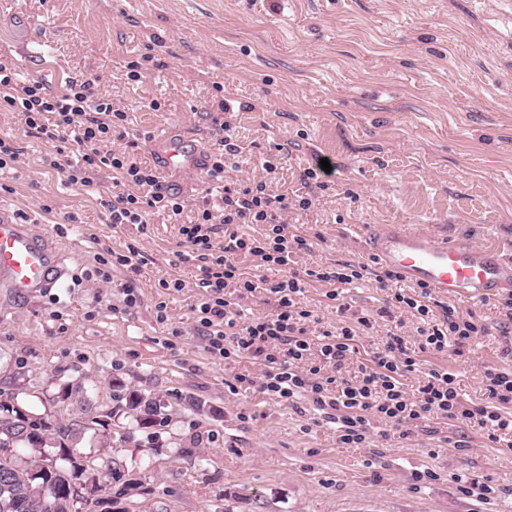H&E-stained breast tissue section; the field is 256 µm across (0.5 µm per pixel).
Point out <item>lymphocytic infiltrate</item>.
Returning a JSON list of instances; mask_svg holds the SVG:
<instances>
[{"mask_svg": "<svg viewBox=\"0 0 512 512\" xmlns=\"http://www.w3.org/2000/svg\"><path fill=\"white\" fill-rule=\"evenodd\" d=\"M2 110L21 114L25 125L52 145L43 163L62 173L66 184L90 193L112 186L104 201L111 223L143 224L153 211L174 218L183 213L184 200L152 168L137 163L128 150H109L112 140L126 137L128 115L96 95L93 81H72L66 92L55 94L42 81L19 79L12 64L0 61ZM240 151L231 138H224L207 172L209 181L222 190L221 211L202 205L194 220L179 228L201 263L197 321L207 352L223 359L237 353L259 359L265 367L258 383L263 394L291 402L307 400L324 419L335 423L339 443L350 447L364 443L376 424L402 427L431 415L453 422L477 421L494 440L501 432H512L511 369L485 371L488 400L481 404L464 401L454 374L445 370L429 372L410 396L402 379L418 372L416 351L392 332L369 362L359 364L354 378L342 377L343 368L358 352V336L373 329L377 317L394 310L421 320L418 334L423 351L449 350L460 356L473 336L485 332V325L471 316L448 311L436 316L428 288L413 294L394 293L377 315L358 316L354 324L341 326L325 338L318 359H311L305 325L312 312L300 302L310 283L330 285L329 298L342 313L346 307L338 302L341 286L371 273L385 289L400 282L398 273L373 272L348 261L294 271L270 287L274 314L249 317L239 309L233 295L254 292L257 285L243 276L238 257L270 269L289 265L294 256L312 248L306 237L288 229L286 195L270 194L262 180L225 181L224 172ZM245 224L263 225L264 231L258 237L243 233Z\"/></svg>", "mask_w": 512, "mask_h": 512, "instance_id": "f902f5d3", "label": "lymphocytic infiltrate"}]
</instances>
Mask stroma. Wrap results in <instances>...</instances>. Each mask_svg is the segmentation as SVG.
Returning <instances> with one entry per match:
<instances>
[{"label": "stroma", "instance_id": "1", "mask_svg": "<svg viewBox=\"0 0 512 512\" xmlns=\"http://www.w3.org/2000/svg\"><path fill=\"white\" fill-rule=\"evenodd\" d=\"M22 17L33 29L23 45L12 33ZM0 60L53 92L94 81L128 112L133 157L150 167L158 135L211 151L231 121L242 153L228 180L262 179L287 195L289 231L313 242L294 269L373 265L363 241L376 224L512 258V0H0ZM134 62L137 81L128 76ZM222 99L239 112L225 116ZM0 136L21 151L0 175L8 186L0 208L26 214L66 270L60 287L30 297L0 288V382L17 373L31 410L58 418L76 409L59 395L68 384L83 386L100 410L124 405L131 390L161 400L169 421L155 431L120 416L125 440L105 448L90 435L77 450L89 467L112 458L141 478L128 512H224L228 493L238 497L234 512H512V438L493 442L477 423L429 418L406 435L378 424L367 443L345 448L309 403L260 393L259 360L207 352L195 313L200 263L179 233L207 193L203 174L160 172L185 201L180 218L113 224L100 197L42 165L48 147L18 113L0 112ZM267 159L273 172L262 167ZM309 169L317 175L307 180ZM303 198L312 201L305 210L296 206ZM131 248L137 269L85 280L97 254ZM242 267L266 283L246 308L270 314L267 287L292 268L247 259ZM169 278L183 289L161 288ZM328 290L313 282L301 299L316 317L307 333L314 346L387 300L370 274L340 301ZM447 306L488 328L463 356L419 351L420 321L404 313L360 336L344 377L394 328L424 369L448 370L465 399L485 402V368H512L499 301ZM465 481L490 492L467 494Z\"/></svg>", "mask_w": 512, "mask_h": 512}]
</instances>
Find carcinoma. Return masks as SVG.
Wrapping results in <instances>:
<instances>
[{
  "mask_svg": "<svg viewBox=\"0 0 512 512\" xmlns=\"http://www.w3.org/2000/svg\"><path fill=\"white\" fill-rule=\"evenodd\" d=\"M81 395L78 400L81 419L59 420L46 416L43 421H31L29 410L19 400L20 389L0 390V448H10V454L0 453V512H78L75 506H55L54 493L62 492L77 480L92 482L89 497L79 501L87 512H98L100 503L111 499L118 501L130 494V490L142 487L141 480L132 486L123 481L111 486V469H120L122 464L108 460L101 469L92 473L77 469L79 456L74 453L89 430L108 433L112 419L117 414L129 417L141 429H150L163 424L160 415L163 405L160 401L137 390L125 397V405L109 414L103 420L90 419L96 413L82 387H65L62 396L70 398ZM18 448L30 449L36 453L34 459L21 465L17 461ZM54 448L52 456L45 449Z\"/></svg>",
  "mask_w": 512,
  "mask_h": 512,
  "instance_id": "carcinoma-1",
  "label": "carcinoma"
}]
</instances>
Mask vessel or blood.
<instances>
[{
  "mask_svg": "<svg viewBox=\"0 0 512 512\" xmlns=\"http://www.w3.org/2000/svg\"><path fill=\"white\" fill-rule=\"evenodd\" d=\"M156 159L163 168L195 173L210 165L199 144L169 135L158 137ZM365 247L383 268L444 298L475 303L512 291V259L489 249L390 226L371 233ZM64 275L46 238L0 211V288L25 296L56 287Z\"/></svg>",
  "mask_w": 512,
  "mask_h": 512,
  "instance_id": "1",
  "label": "vessel or blood"
}]
</instances>
